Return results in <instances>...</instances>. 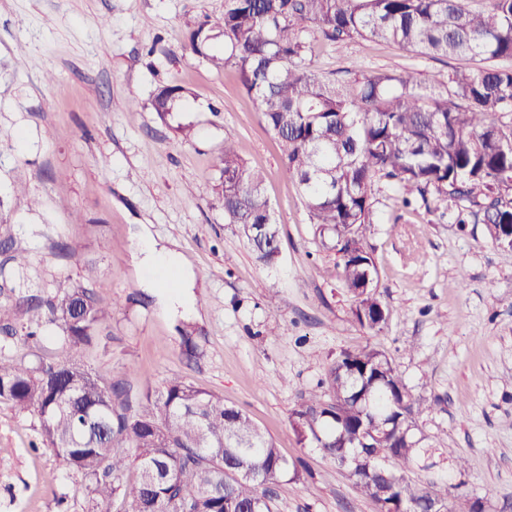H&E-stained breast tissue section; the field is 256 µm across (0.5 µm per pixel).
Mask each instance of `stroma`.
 Masks as SVG:
<instances>
[{"instance_id":"obj_1","label":"stroma","mask_w":512,"mask_h":512,"mask_svg":"<svg viewBox=\"0 0 512 512\" xmlns=\"http://www.w3.org/2000/svg\"><path fill=\"white\" fill-rule=\"evenodd\" d=\"M224 0H0V264L30 258L29 293L61 280L92 283L110 314L75 359L138 393L175 375L245 412L298 472L275 512H376L348 471L307 441L290 414L338 354L371 346L393 362L423 405L412 433L428 456L407 478L448 492L456 512L481 501L512 512V249L458 208L402 203L372 190L378 223L364 231L377 293L391 311L377 332L359 325L338 255L310 223L280 149L234 68L185 51L196 23ZM332 73L447 76L434 60L386 41L314 44ZM187 93L160 118L157 89ZM193 128L182 140L177 125ZM262 172L280 226L281 255L259 263L215 198L225 138ZM175 247L196 278L191 313L168 298L180 276H155L133 253L143 233ZM25 314L0 355L35 367L53 337H29ZM89 481L47 445L36 409L0 401V512H88Z\"/></svg>"}]
</instances>
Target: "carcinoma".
I'll return each instance as SVG.
<instances>
[{"instance_id":"obj_1","label":"carcinoma","mask_w":512,"mask_h":512,"mask_svg":"<svg viewBox=\"0 0 512 512\" xmlns=\"http://www.w3.org/2000/svg\"><path fill=\"white\" fill-rule=\"evenodd\" d=\"M224 0V13L191 31L183 49L220 67L232 66L277 140L281 168L298 184L321 241L340 255L339 274L357 299V322L380 330L387 310L377 296L376 267L362 229L375 223V180L418 192L425 205L462 204L457 221L485 224L496 244L512 239V0ZM224 53H213V41ZM392 40L433 59L479 60L448 79L418 83L406 71L354 72L336 79L311 68L316 39ZM185 89L164 86L151 106L164 118ZM218 204L257 261L279 255L280 230L263 191V176L224 139ZM27 335L59 330L55 362L24 367L0 358V400L37 408L43 437L56 455L88 478V512H274L270 484L288 476L272 440L234 406L181 377L134 402L73 360L109 318L91 284L66 285L48 297L0 299V330H13L17 311ZM422 413L392 361L375 348L343 351L319 390L291 410L300 440L345 467L360 491L384 512H424L448 493L418 487L402 472L424 453L405 435ZM380 438L368 448L359 436ZM135 466L139 476L115 482ZM162 474L148 489L140 472ZM240 468L254 478H236Z\"/></svg>"}]
</instances>
